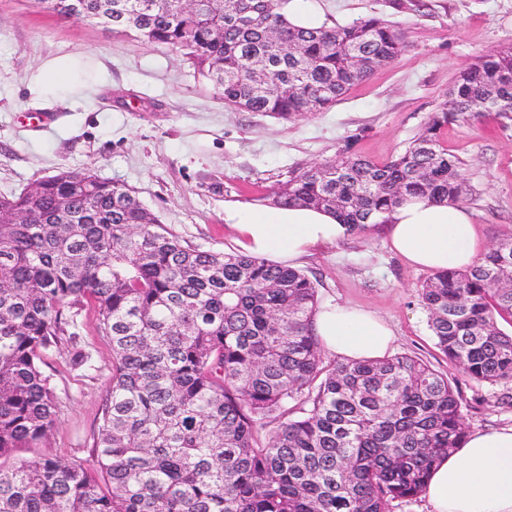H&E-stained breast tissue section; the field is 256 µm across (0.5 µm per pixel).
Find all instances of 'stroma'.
<instances>
[{"label": "stroma", "mask_w": 512, "mask_h": 512, "mask_svg": "<svg viewBox=\"0 0 512 512\" xmlns=\"http://www.w3.org/2000/svg\"><path fill=\"white\" fill-rule=\"evenodd\" d=\"M329 25L378 16L399 22L410 46L353 86L329 110L288 122L225 105L220 89L176 49L112 32L92 20L63 19L34 0H0V197L30 190L62 170H89L134 190L187 244L233 251L225 210L263 205L278 183L342 150L376 163L402 153L448 96L459 72L512 46V0H316ZM89 55L93 79L51 107L35 104L31 79L47 60ZM463 162L464 202L485 247L512 233V121L474 115L440 133ZM320 303L375 311L389 322L394 353L417 356L447 376L468 430L512 425V384L463 376L435 344L418 297L428 271L391 253L383 232L314 250L302 266ZM98 369L71 370V349L50 354L60 416L48 440L21 458L89 462L112 356L93 306L78 318Z\"/></svg>", "instance_id": "obj_1"}]
</instances>
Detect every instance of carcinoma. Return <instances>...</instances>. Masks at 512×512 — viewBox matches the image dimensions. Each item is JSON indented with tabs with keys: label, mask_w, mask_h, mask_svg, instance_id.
Listing matches in <instances>:
<instances>
[{
	"label": "carcinoma",
	"mask_w": 512,
	"mask_h": 512,
	"mask_svg": "<svg viewBox=\"0 0 512 512\" xmlns=\"http://www.w3.org/2000/svg\"><path fill=\"white\" fill-rule=\"evenodd\" d=\"M69 0L36 5L70 18ZM284 0H112L117 34L171 46L224 103L281 120L334 106L392 64L405 31L377 17L297 28ZM512 117V47L462 70L448 101L394 159L347 150L289 176L274 206H315L357 229L406 197L462 203V161L440 130ZM437 347L466 377L512 383V234L474 267L420 289ZM112 353L93 464L14 458L59 406L43 365L87 303ZM318 283L299 269L185 245L135 192L90 171L0 198V512H389L416 498L467 430L448 378L423 360L327 361L312 330Z\"/></svg>",
	"instance_id": "cac0c4a2"
}]
</instances>
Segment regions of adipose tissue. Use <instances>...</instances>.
Masks as SVG:
<instances>
[{"label": "adipose tissue", "mask_w": 512, "mask_h": 512, "mask_svg": "<svg viewBox=\"0 0 512 512\" xmlns=\"http://www.w3.org/2000/svg\"><path fill=\"white\" fill-rule=\"evenodd\" d=\"M80 66L75 56L46 61L33 81L36 102L47 106L53 94L78 90ZM224 220L236 230L240 251L291 267L354 233L339 217L311 207L243 206L226 211ZM387 220L391 250L411 266L465 270L483 252L473 216L462 205L413 196ZM313 330L322 348L342 360L385 357L394 342L384 319L349 304L320 306ZM421 497L427 512H512V426L469 433L433 471Z\"/></svg>", "instance_id": "1"}]
</instances>
